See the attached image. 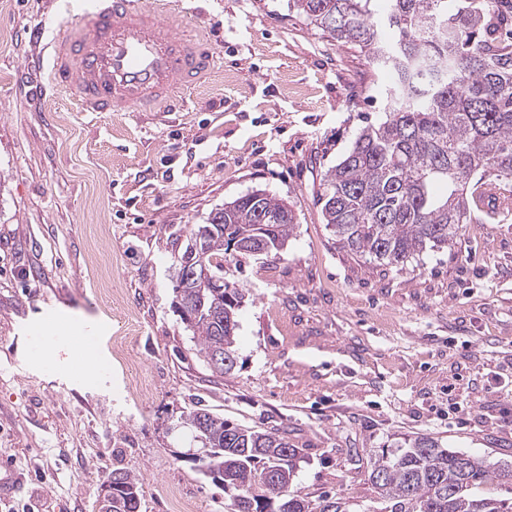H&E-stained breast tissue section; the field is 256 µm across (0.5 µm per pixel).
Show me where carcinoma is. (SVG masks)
<instances>
[{
	"label": "carcinoma",
	"mask_w": 512,
	"mask_h": 512,
	"mask_svg": "<svg viewBox=\"0 0 512 512\" xmlns=\"http://www.w3.org/2000/svg\"><path fill=\"white\" fill-rule=\"evenodd\" d=\"M372 2L293 0V7L391 76L385 119L363 127L323 175L319 201L341 245L402 268L454 245L474 221L473 198L482 186L512 184V30L503 32L498 0H389L381 17ZM293 226L288 201L246 193L191 229L178 271L194 265L202 249L210 274L222 279L230 252L278 256ZM174 292L202 361L235 353L242 292ZM183 423L202 440L205 452L192 463L222 487L225 512H342L336 500L313 505L290 493L299 451L288 431L229 423L198 405ZM110 477L121 512H140L139 479L123 468ZM369 479L389 512H512V497L476 495L512 484V465L495 466L428 435L375 455Z\"/></svg>",
	"instance_id": "obj_1"
}]
</instances>
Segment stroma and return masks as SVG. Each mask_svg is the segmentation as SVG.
Segmentation results:
<instances>
[{"label": "stroma", "mask_w": 512, "mask_h": 512, "mask_svg": "<svg viewBox=\"0 0 512 512\" xmlns=\"http://www.w3.org/2000/svg\"><path fill=\"white\" fill-rule=\"evenodd\" d=\"M181 2L223 62L179 111L101 114L50 86L42 40L77 0H0V462L17 484L0 512H96L117 466L142 482L141 512H169L161 485L224 512L223 490L173 455L194 446L177 424L195 399L287 428L295 494L344 512H381L370 461L418 435L512 462V214L401 269L342 247L320 179L383 118L385 77L288 0ZM253 190L295 224L284 257L224 264L245 301L220 377L175 311L176 260L194 225ZM50 305L95 332L89 357L58 332L33 349Z\"/></svg>", "instance_id": "35a3bbf8"}]
</instances>
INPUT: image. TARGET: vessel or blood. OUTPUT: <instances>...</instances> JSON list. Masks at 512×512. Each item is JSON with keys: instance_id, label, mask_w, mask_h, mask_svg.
<instances>
[{"instance_id": "b4317fda", "label": "vessel or blood", "mask_w": 512, "mask_h": 512, "mask_svg": "<svg viewBox=\"0 0 512 512\" xmlns=\"http://www.w3.org/2000/svg\"><path fill=\"white\" fill-rule=\"evenodd\" d=\"M219 56L193 18L148 0H94L73 34L49 46L54 86L100 113L173 111Z\"/></svg>"}]
</instances>
